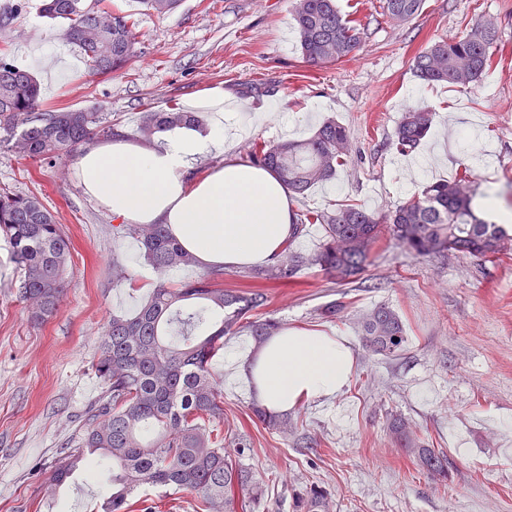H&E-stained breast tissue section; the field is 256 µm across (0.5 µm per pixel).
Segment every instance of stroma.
<instances>
[{"instance_id":"1","label":"stroma","mask_w":512,"mask_h":512,"mask_svg":"<svg viewBox=\"0 0 512 512\" xmlns=\"http://www.w3.org/2000/svg\"><path fill=\"white\" fill-rule=\"evenodd\" d=\"M0 0V40L13 61L41 85L45 112L94 108L104 122L136 139L142 112L166 103L185 107L212 89L236 97V120L257 108L275 118L229 143L247 160L249 143L310 137L326 119L353 136V161L330 182L293 199L294 210L359 204L381 211L454 176L468 158L482 193L512 186V0H425L419 14L397 23L380 0H337L365 28L360 47L342 63H304L291 0H182L162 17L136 0H112L132 13L137 54L119 73L95 76L62 25L38 15L39 0ZM496 20L498 63L467 88L429 86L414 77L413 56L433 40L463 37L480 16ZM433 114L425 143L398 153L394 132L416 104ZM0 188L37 195L59 215L73 246V272L56 314L33 325L18 300L17 271L0 237V512H96L112 490V468L81 475L47 501L42 488L55 461L79 433L86 408L105 388L92 364L99 327L112 313H132L157 284L140 244L115 237L111 212L86 197L76 162L53 165L0 154ZM128 272L112 282V264ZM268 304L256 318L285 328L345 337L357 362L348 384L288 410V429L255 420L257 397L247 372L258 344L249 333L225 337L215 370L224 382V421L247 439L232 448L266 487L253 512H292L310 484L325 487L334 512H512V259L459 253L418 257L394 243L377 244L353 281L304 269L296 285L264 283ZM345 302L341 317L320 315ZM386 304L401 317L405 355L368 351L358 320ZM448 458V476L428 475L396 442L392 417ZM128 512H200L195 495L145 488Z\"/></svg>"}]
</instances>
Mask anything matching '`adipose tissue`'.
I'll use <instances>...</instances> for the list:
<instances>
[{
    "instance_id": "obj_1",
    "label": "adipose tissue",
    "mask_w": 512,
    "mask_h": 512,
    "mask_svg": "<svg viewBox=\"0 0 512 512\" xmlns=\"http://www.w3.org/2000/svg\"><path fill=\"white\" fill-rule=\"evenodd\" d=\"M225 93L194 102L206 125L182 127L150 141L121 137L90 142L78 159L80 185L89 198L128 224H165L205 267L260 266L272 261L292 231L291 200L268 170L225 157L196 177L199 156L224 148ZM355 355L339 336L289 329L261 347L252 376L259 400L287 409L300 400L329 396L349 381Z\"/></svg>"
}]
</instances>
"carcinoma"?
<instances>
[{
    "label": "carcinoma",
    "instance_id": "carcinoma-1",
    "mask_svg": "<svg viewBox=\"0 0 512 512\" xmlns=\"http://www.w3.org/2000/svg\"><path fill=\"white\" fill-rule=\"evenodd\" d=\"M161 17L180 0H139ZM423 0H382V15L399 23L414 18ZM40 17L64 25L68 40L86 59L93 75L122 70L136 55L135 23L106 0H40ZM292 16L304 62L323 67L342 62L363 39L358 24L340 13L336 0H293ZM499 40L496 21L475 22L460 40L429 43L412 61L416 77L428 85L466 88L489 70ZM200 112L166 106L142 113L137 135L200 125ZM432 113L415 106L403 113L395 130L401 152L416 150L427 136ZM118 134L92 110L43 112L34 76L0 52V151L17 159L53 165L73 159L93 135ZM352 153V135L329 118L308 139L254 143L248 154L271 171L293 195L331 180ZM477 184L468 166L453 180L433 182L418 195L381 213L350 204L335 211L304 215L293 225L275 261L243 274L248 279L287 285L304 267H316L347 281L364 270L370 252L384 239L396 241L421 257L458 252L499 259L512 252L504 227L480 217L474 208ZM320 224L317 251L293 248L306 225ZM0 232L12 251L17 297L30 321L41 325L57 311L71 269V239L55 212L35 196L0 189ZM112 235L137 239L143 257L160 282L132 314H112L101 332V350L93 370L104 396L86 412L76 448L52 467V493L77 472H94L99 460L112 464V493L98 512H127L130 498L145 487L197 495L204 512H230L235 493L261 498V483L224 450V439L211 423L224 422V393L212 366L224 349V336L245 328L263 345L280 332L273 319L253 320L266 305L257 288L233 294L218 286V270L171 287L173 270L198 265L196 257L163 224H114ZM362 339L373 353L397 357L405 350L406 329L390 307L379 305L360 321ZM254 417L269 428L288 429V416L258 403ZM391 431L428 474L448 477L447 458L414 438L400 420ZM330 493L313 486L295 494L293 512H330Z\"/></svg>",
    "mask_w": 512,
    "mask_h": 512
}]
</instances>
